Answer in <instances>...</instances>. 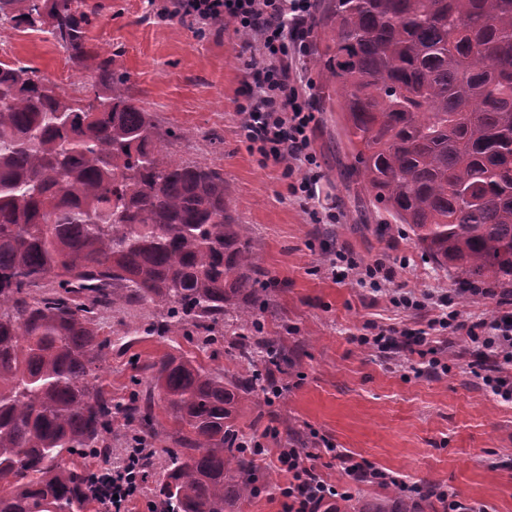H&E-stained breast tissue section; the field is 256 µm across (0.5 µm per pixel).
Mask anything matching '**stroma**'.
<instances>
[{
    "label": "stroma",
    "mask_w": 512,
    "mask_h": 512,
    "mask_svg": "<svg viewBox=\"0 0 512 512\" xmlns=\"http://www.w3.org/2000/svg\"><path fill=\"white\" fill-rule=\"evenodd\" d=\"M95 2L100 9L88 30L91 42L119 52L133 94L159 131H188V138L170 145L171 153L223 171L232 209L253 230L267 297L261 319L284 350L275 378L289 389L272 404L262 397L243 402L241 429L258 436L276 427L284 446L295 435L318 434L389 475L453 489L487 512H512V405L497 402L471 376L475 351L459 354L440 375L423 369L415 354L380 356L360 342L372 326L418 330L436 316V308L404 310L353 279L336 281L325 272L341 249L364 265L383 260L402 288L437 291L462 321L512 313V304L476 298L460 304L457 280L436 269L407 225L383 232L356 211L340 179V164L348 156L336 132V93L322 83L313 63L318 38H311L310 55L296 67L316 116L312 143L322 171L317 199L340 210L337 224L312 223L289 197L280 169L259 165L248 152L237 104L251 58L232 22L200 27L162 19L157 10L165 0ZM17 60L37 67L71 96L92 95L94 72L74 68L48 34L1 29L0 61ZM123 318L135 321L138 332L120 335ZM154 320L151 309L141 306L123 315L103 312L101 334L111 346L100 383L112 401L148 384V364L167 353L194 356L214 371L235 370L232 336L202 350L195 337L149 332ZM320 472L343 493L332 503L335 512H341L347 495L365 500L397 493L391 485L352 481L334 465ZM256 477L272 486L242 504L241 512H282L279 489L287 474L265 459L258 461Z\"/></svg>",
    "instance_id": "obj_1"
}]
</instances>
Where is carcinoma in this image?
Here are the masks:
<instances>
[{"label": "carcinoma", "mask_w": 512, "mask_h": 512, "mask_svg": "<svg viewBox=\"0 0 512 512\" xmlns=\"http://www.w3.org/2000/svg\"><path fill=\"white\" fill-rule=\"evenodd\" d=\"M82 0H0V27L48 33L93 98L36 67L0 62V512H90L95 478L74 458L102 453L122 416L175 445L155 512H226L258 491L235 423L282 349L257 318L261 269L224 173L176 159L131 94L119 53L87 37ZM332 31L315 59L336 92L344 178L377 224H406L463 284L512 292V0H326ZM158 314L162 336L201 347L235 329L247 368L230 378L191 356L149 365L154 396L112 403L96 371L108 357L99 315ZM68 456L71 462L63 461ZM396 496L359 512H417Z\"/></svg>", "instance_id": "1"}]
</instances>
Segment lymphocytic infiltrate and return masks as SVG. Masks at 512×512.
<instances>
[{"label":"lymphocytic infiltrate","mask_w":512,"mask_h":512,"mask_svg":"<svg viewBox=\"0 0 512 512\" xmlns=\"http://www.w3.org/2000/svg\"><path fill=\"white\" fill-rule=\"evenodd\" d=\"M314 0H168L160 12L164 18H191L205 23L230 20L236 29L250 35L246 43L258 60L250 67L238 105L240 127L251 153L262 166H278L287 182V191L307 210L317 224H336L339 213L332 208H315L316 185L322 177L319 158L312 147L311 132L315 114L311 102L300 96V77L293 68L296 58L308 52ZM330 268H341L343 277L358 278L374 292L391 293L394 303L418 309V294L393 287V276L383 262L360 265L346 252H337ZM449 329L466 334L478 348L471 363L472 374L497 401L512 404V321L499 315L467 325L455 311L440 310L426 329L414 336L416 346L430 354L429 365L438 368V348L432 332ZM147 448L146 440L135 441L124 462L114 464L97 459L91 464L97 482L104 488V501L110 512H129L139 498L143 476L137 458ZM318 453L299 448L278 449L275 463L288 475L280 490L284 512H320L328 499L337 496L318 472Z\"/></svg>","instance_id":"1"}]
</instances>
